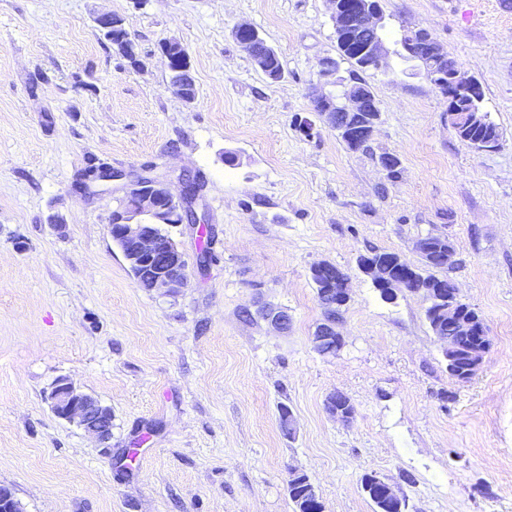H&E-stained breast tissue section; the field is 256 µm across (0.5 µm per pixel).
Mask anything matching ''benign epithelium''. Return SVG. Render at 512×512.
I'll list each match as a JSON object with an SVG mask.
<instances>
[{
	"label": "benign epithelium",
	"mask_w": 512,
	"mask_h": 512,
	"mask_svg": "<svg viewBox=\"0 0 512 512\" xmlns=\"http://www.w3.org/2000/svg\"><path fill=\"white\" fill-rule=\"evenodd\" d=\"M331 18L336 30L341 34L346 47L359 56H366L369 64L382 67L388 55L380 31L383 23V12L379 0H329ZM235 42L242 47L251 58H256V44L259 37L254 27L247 22L235 24L231 30ZM411 54L422 56L438 69L430 74L432 84L441 92L448 102V122L456 129L479 127L484 122L483 113L476 107L465 112L458 110L456 101L463 92H478L477 80L468 75L462 66L448 56L440 43L430 34H421L411 42ZM163 54L168 60V68L177 69L182 74V82L172 83L176 92L188 104L196 100V87L189 65V54L183 43L177 38H170L163 43ZM336 66L323 59L320 62L319 77L324 84H344L342 102L325 95L321 105L316 109L318 117L331 129H336L340 122V113L378 112L379 102L371 90L358 88L355 81L343 83L337 77ZM124 175L109 168L101 169L88 177L87 186L121 180ZM202 194L194 191L192 179L182 177V191L174 196L166 180L160 177L140 175L123 185L121 202L126 208L118 210L111 218L108 232L118 234L127 244L126 258L136 265L150 267V275L141 287L153 291H165L173 294L186 286L188 267L184 253L176 246L169 249L160 248L153 228L162 224L174 223L175 216L169 211L168 204L176 201L187 203L192 210L191 220L194 224L201 223L202 215L198 212ZM338 320H325L318 325L311 343L315 351H321L327 343L342 342L337 331ZM448 326L454 335L440 336L438 340L446 343L444 351H453L451 342L457 335H465L472 331L473 323L457 318L454 306L448 305ZM483 336L481 350L470 356V367L460 370L455 358H449V371L458 380L473 378L482 368L490 351V339L486 330L480 331ZM51 407L59 418L75 424L84 432L95 436L106 443L110 440L109 410L98 399L78 390L70 381L61 378L50 394ZM6 512H21L22 505L17 501L13 491L7 486H0V507Z\"/></svg>",
	"instance_id": "obj_1"
}]
</instances>
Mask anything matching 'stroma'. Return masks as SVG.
Listing matches in <instances>:
<instances>
[{
	"label": "stroma",
	"instance_id": "1",
	"mask_svg": "<svg viewBox=\"0 0 512 512\" xmlns=\"http://www.w3.org/2000/svg\"><path fill=\"white\" fill-rule=\"evenodd\" d=\"M380 5L390 54L365 79L382 119L353 152L327 126L308 139L295 125L336 50L328 0H0V486L24 512H292L294 471L325 512H372L368 473L407 512H512V0ZM102 13L124 18L139 66L101 42ZM242 21L283 79L231 38ZM414 28L480 82L497 148L461 141L439 90L399 56ZM171 37L190 56L191 105L170 84ZM98 162L130 179L201 176L205 225L167 227L188 262L178 294L139 288L113 243L119 183L76 186ZM429 233L453 241L451 275L492 342L466 382L422 295L384 301L356 264L370 248L419 264ZM320 261L349 278L330 357L311 344ZM61 378L111 409L108 445L54 414ZM338 391L350 422L326 410Z\"/></svg>",
	"mask_w": 512,
	"mask_h": 512
}]
</instances>
